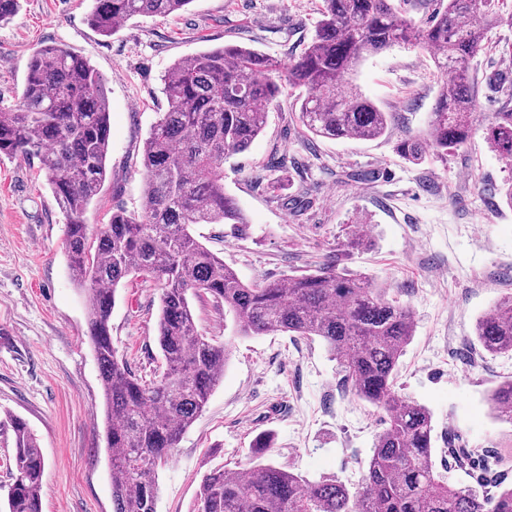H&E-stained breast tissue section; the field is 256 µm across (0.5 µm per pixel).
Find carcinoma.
I'll return each mask as SVG.
<instances>
[{
  "label": "carcinoma",
  "mask_w": 512,
  "mask_h": 512,
  "mask_svg": "<svg viewBox=\"0 0 512 512\" xmlns=\"http://www.w3.org/2000/svg\"><path fill=\"white\" fill-rule=\"evenodd\" d=\"M193 0H92L88 24L103 36L135 17L174 15ZM320 19L303 51L283 62L225 44L173 62L162 78L167 110L142 147L141 212L112 211L92 234L85 214L107 178L110 106L104 79L82 56L45 46L29 57L20 105L0 112V154L38 159L66 216L74 281L84 291L87 338L100 370L104 435L114 512H156L158 467L175 457L182 434L205 408L224 375L229 349L201 334L189 296H207L232 312L242 336L288 333L322 340L360 400L384 414L368 468L355 490L310 482L262 462L268 434L255 438L256 464L204 475L193 512H512V485L489 493L448 484L433 459L430 410L398 395L395 371L415 335L412 310L386 297L363 274L338 271L328 259L286 282L245 283L191 233L194 224H246L224 191V157L246 152L287 87L301 91L298 119L313 138L373 140L391 115L354 90L360 62L394 45L430 53L441 83L426 129L397 144L419 163L465 145L478 130L469 63L487 48L501 19L487 0H439L416 23L394 0H321ZM499 154L512 157V112L484 125ZM160 286L157 342L167 369L145 383L112 348L117 287L131 273ZM491 355L512 353V297L477 321ZM492 412L512 424V378L487 395ZM15 448L5 512H42L46 460L21 417L9 418Z\"/></svg>",
  "instance_id": "carcinoma-1"
}]
</instances>
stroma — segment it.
I'll return each mask as SVG.
<instances>
[{"instance_id": "35a3bbf8", "label": "stroma", "mask_w": 512, "mask_h": 512, "mask_svg": "<svg viewBox=\"0 0 512 512\" xmlns=\"http://www.w3.org/2000/svg\"><path fill=\"white\" fill-rule=\"evenodd\" d=\"M321 0H192L168 18L137 17L104 37L89 26V0H21L0 24V112L16 108L32 52L58 45L102 74L110 103L108 178L90 206L91 228L113 210L139 211L140 151L166 109L162 77L178 58L228 43L282 60L310 39ZM477 113L512 109V28L490 31L474 57ZM441 76L427 51L396 45L363 60L353 87L392 116L375 140H310L298 120L296 91L271 108L248 151L224 160V189L244 210L243 224H196L194 237L241 279L285 280L338 258L365 273L388 299L410 307L415 335L399 361L396 389L433 414L437 471L459 487L512 484V424L494 417L488 392L512 376V355L487 354L477 319L512 294V208L499 190L512 162L477 132L447 159L403 160L396 145L423 131ZM282 163L284 190L260 184L269 162ZM370 171V181L347 176ZM310 205L290 210L284 199ZM368 225L369 249L349 251L352 225ZM160 290L140 275L118 289L112 310L117 356L152 382L166 363L156 335ZM197 327L228 343L224 377L158 470L157 512H191L203 476L250 461L253 439L272 432L267 459L310 481L356 487L372 455L382 415L348 390L344 372L319 339L242 336L232 314L211 298H192ZM86 306L68 271L65 220L38 159L0 155V421L19 416L48 463L42 512H113L104 441V396L88 342ZM478 455L455 465L449 448Z\"/></svg>"}]
</instances>
